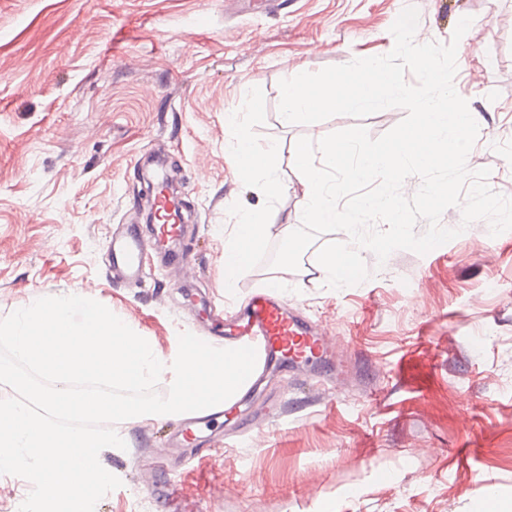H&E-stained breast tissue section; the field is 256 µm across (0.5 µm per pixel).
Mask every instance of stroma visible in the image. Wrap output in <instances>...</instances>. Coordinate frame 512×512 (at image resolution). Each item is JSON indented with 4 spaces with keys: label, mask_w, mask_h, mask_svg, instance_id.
<instances>
[{
    "label": "stroma",
    "mask_w": 512,
    "mask_h": 512,
    "mask_svg": "<svg viewBox=\"0 0 512 512\" xmlns=\"http://www.w3.org/2000/svg\"><path fill=\"white\" fill-rule=\"evenodd\" d=\"M408 5L419 43L449 42L472 17L454 81L482 126L467 165L512 196V0H0V319L80 292L165 356L180 333L208 332L201 305L225 292L228 209L265 203L224 148L226 113L262 89L256 132L277 141L285 185L270 219L278 244L306 204L297 140L357 125L377 138L406 115L287 124L280 80L388 54ZM165 176L190 206L179 246L193 278L153 251L140 282L110 278L113 225L144 223L131 202ZM335 239L317 236L281 292L337 334L347 389L289 384L287 420L193 461L169 445L173 420L117 424L127 447L99 460L122 484L95 512H173L159 494L172 479L184 512H473L488 493L512 512V231L493 237L478 220L382 265L363 251L370 278L341 289L315 269Z\"/></svg>",
    "instance_id": "1"
}]
</instances>
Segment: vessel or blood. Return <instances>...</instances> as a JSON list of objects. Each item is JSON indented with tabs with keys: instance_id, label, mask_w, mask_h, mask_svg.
<instances>
[{
	"instance_id": "obj_1",
	"label": "vessel or blood",
	"mask_w": 512,
	"mask_h": 512,
	"mask_svg": "<svg viewBox=\"0 0 512 512\" xmlns=\"http://www.w3.org/2000/svg\"><path fill=\"white\" fill-rule=\"evenodd\" d=\"M152 208L149 230L130 224L115 231L109 242L112 269L130 280L142 277L143 255L151 245L176 241L184 235V227L174 216L164 190L156 191ZM211 315L216 325L224 329L225 347H255L257 364L235 401L184 420L179 437L187 446L200 445L204 432L236 416L240 405L253 400L265 375H287L306 364L312 366L316 382L321 383L334 369L332 337L288 310L278 288L252 291L242 303L212 310Z\"/></svg>"
}]
</instances>
